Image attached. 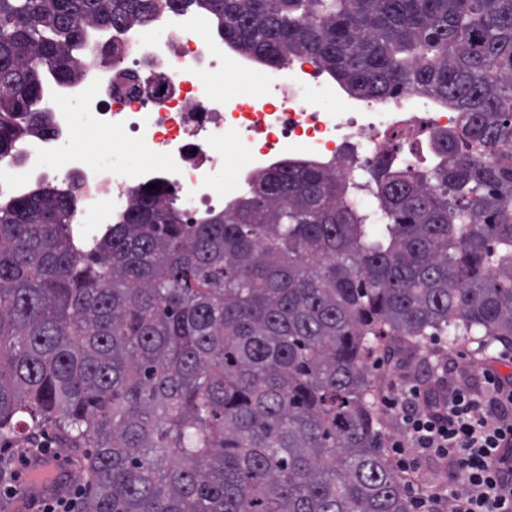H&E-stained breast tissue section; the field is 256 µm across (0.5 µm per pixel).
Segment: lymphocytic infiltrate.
I'll list each match as a JSON object with an SVG mask.
<instances>
[{"label":"lymphocytic infiltrate","mask_w":512,"mask_h":512,"mask_svg":"<svg viewBox=\"0 0 512 512\" xmlns=\"http://www.w3.org/2000/svg\"><path fill=\"white\" fill-rule=\"evenodd\" d=\"M481 393L449 388L443 399L431 390L392 383L382 403L394 414L399 435L389 448L406 473L421 458L449 461L458 488L415 496L416 512H512V371L482 372Z\"/></svg>","instance_id":"f902f5d3"}]
</instances>
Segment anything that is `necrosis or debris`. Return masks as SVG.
Masks as SVG:
<instances>
[{
  "label": "necrosis or debris",
  "instance_id": "necrosis-or-debris-1",
  "mask_svg": "<svg viewBox=\"0 0 512 512\" xmlns=\"http://www.w3.org/2000/svg\"><path fill=\"white\" fill-rule=\"evenodd\" d=\"M110 46L112 64H99ZM231 55L240 72L261 83L260 94L212 95ZM326 96H336L335 86L305 59L270 67L236 53L205 32L195 12L160 11L149 32L135 22L112 31L92 27L76 77L62 83L48 76L42 106L51 128L0 165V196L74 187L83 200L74 223L112 224L135 190L170 184L185 206L202 214L229 206L256 175L288 160L329 165L351 178L381 155L397 166L422 165L437 134L457 121L455 112L412 93L385 101L344 98L333 112L322 107ZM64 99L74 102V111H58ZM82 126L111 137L113 150L132 141L162 163L118 169L80 154L59 158L60 145Z\"/></svg>",
  "mask_w": 512,
  "mask_h": 512
}]
</instances>
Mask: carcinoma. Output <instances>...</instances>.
I'll list each match as a JSON object with an SVG mask.
<instances>
[{
    "mask_svg": "<svg viewBox=\"0 0 512 512\" xmlns=\"http://www.w3.org/2000/svg\"><path fill=\"white\" fill-rule=\"evenodd\" d=\"M161 9L457 124L428 169L371 161L370 209L294 161L203 217L142 187L83 237L73 191L0 197V437L52 427L84 512H414L367 359L512 340V0H0V162L48 124L41 76L73 77L87 28Z\"/></svg>",
    "mask_w": 512,
    "mask_h": 512,
    "instance_id": "cac0c4a2",
    "label": "carcinoma"
}]
</instances>
